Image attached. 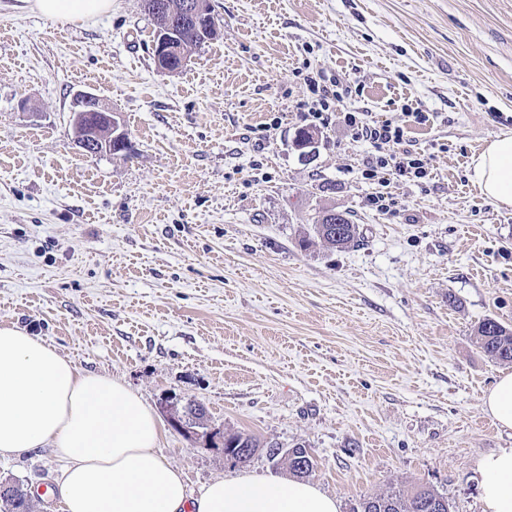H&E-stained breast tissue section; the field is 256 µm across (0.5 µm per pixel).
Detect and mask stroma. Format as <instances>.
I'll use <instances>...</instances> for the list:
<instances>
[{"instance_id": "stroma-1", "label": "stroma", "mask_w": 512, "mask_h": 512, "mask_svg": "<svg viewBox=\"0 0 512 512\" xmlns=\"http://www.w3.org/2000/svg\"><path fill=\"white\" fill-rule=\"evenodd\" d=\"M217 36L157 70L143 0L50 20L0 0V324L120 379L151 409L202 403L206 435L162 422L158 452L192 496L212 481L285 480L264 452L235 465L226 432L306 445L309 482L351 500L428 485L480 512L478 459L512 446L482 397L512 364L475 328L512 326V209L471 159L512 131V0H211ZM349 78L326 123L310 75ZM118 112L127 154L74 143L73 96ZM406 127L430 176H361L373 149L347 110ZM422 112L425 123L406 113ZM315 132L309 155L299 129ZM396 206L372 205L378 192ZM362 245L301 249L327 210ZM59 449L0 460L35 512H63Z\"/></svg>"}]
</instances>
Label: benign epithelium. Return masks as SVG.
I'll return each mask as SVG.
<instances>
[{
	"mask_svg": "<svg viewBox=\"0 0 512 512\" xmlns=\"http://www.w3.org/2000/svg\"><path fill=\"white\" fill-rule=\"evenodd\" d=\"M189 54L183 51L180 36L170 21L158 24L153 41V60L161 72L174 73L181 70L188 60ZM70 122L74 133L75 144L87 154H123L129 151L130 143L122 128L119 115L105 108L100 99L91 93H78L74 97L70 113ZM162 413L174 425L180 424L182 416L179 401L170 397L161 402ZM266 456L273 466L277 467L288 459L300 471L313 466L307 453L297 448L284 450L271 444Z\"/></svg>",
	"mask_w": 512,
	"mask_h": 512,
	"instance_id": "7a95c632",
	"label": "benign epithelium"
}]
</instances>
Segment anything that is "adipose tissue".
I'll use <instances>...</instances> for the list:
<instances>
[{
    "mask_svg": "<svg viewBox=\"0 0 512 512\" xmlns=\"http://www.w3.org/2000/svg\"><path fill=\"white\" fill-rule=\"evenodd\" d=\"M34 7L51 19L92 20L111 11L112 0H34ZM473 167L482 196L512 207V132ZM483 405L512 431V373L501 375ZM159 436L154 412L126 384L82 371L42 339L0 325V459L60 448L64 512H339L334 497L298 479L238 476L189 497L181 472L156 452ZM478 470L481 512H512V447L480 458Z\"/></svg>",
    "mask_w": 512,
    "mask_h": 512,
    "instance_id": "1",
    "label": "adipose tissue"
}]
</instances>
